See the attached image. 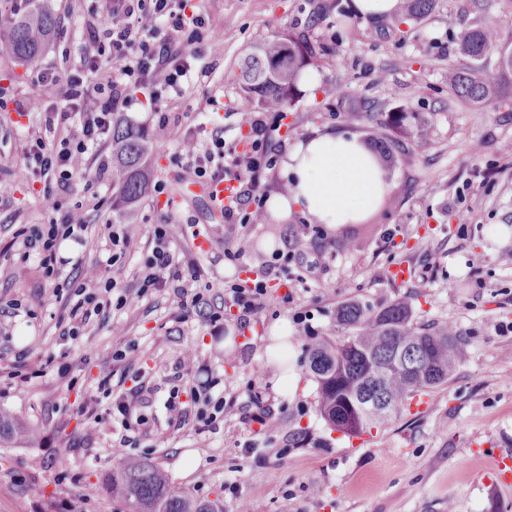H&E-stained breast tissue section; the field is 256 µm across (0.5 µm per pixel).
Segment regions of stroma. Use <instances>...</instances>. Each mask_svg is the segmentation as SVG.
Returning a JSON list of instances; mask_svg holds the SVG:
<instances>
[{"label":"stroma","mask_w":512,"mask_h":512,"mask_svg":"<svg viewBox=\"0 0 512 512\" xmlns=\"http://www.w3.org/2000/svg\"><path fill=\"white\" fill-rule=\"evenodd\" d=\"M351 0H200L219 19L223 40L204 49L208 77H190L184 95L157 102L135 88L125 117L148 132L153 178L164 186L159 198L142 197L132 223L112 210V186L94 168L76 175L60 193L62 210L82 207L88 228L61 241L57 272L45 277L38 258L21 261L17 234L50 220L40 199L45 180L19 170L28 135L49 137L43 112L18 116L0 112V408L39 433L35 443L0 447V512H122L98 488L122 457L146 458L200 500L221 499L224 512L235 502L224 490L237 480L252 512H486L497 501L512 512V487L485 485L493 466L484 446L512 451V99L466 102L448 90L449 66L464 67L459 50L464 30L499 22L502 45L512 44V0H435L432 11L405 36L381 34L352 17ZM47 8L55 35L35 63L22 65L0 55V87L13 103L42 97L41 70L63 72L79 60L91 15L112 0H23L22 10ZM324 18L308 21L314 9ZM288 26L309 27L314 38L335 44L340 57H326L316 72L319 85L303 91L280 140L289 146L316 133H351L367 138L372 115L394 107L420 113L421 132L395 152L388 170V196L368 220L357 249H342L346 226L329 228L291 212L280 220V237L265 224H228L178 160L180 131L210 123L224 139L225 153L240 154L249 130L236 76L251 46ZM166 114V129L158 116ZM167 224L183 263L205 271L203 293L216 307L235 272L255 276L272 259L280 238L297 235L300 251L279 274L292 301L278 302V287L265 317L247 326L233 319L210 323L179 311L162 291L139 294L138 264L150 252L155 225ZM118 226L130 246L123 258L96 250L93 238L105 225ZM508 237H500V228ZM204 234L207 249L195 243ZM246 235L252 242L245 264L224 252V239ZM481 253V268L468 265ZM99 261L102 285L110 286L109 308L91 316L80 336L61 338L67 301L80 266ZM413 271L407 282L388 277L392 265ZM405 299L422 325L450 322L469 344V356L447 384L434 389L425 412H402L371 442L352 447L320 418L317 384L307 362L308 343L292 318L310 317L317 339H336V310L355 300L374 307ZM288 320V356L274 364L267 355L270 328ZM134 345L145 374L147 432L114 455L122 435L113 397L132 382L124 363L104 349ZM199 357L193 371L181 370L186 349ZM24 377H16V368ZM297 377L293 392L277 384L280 368ZM263 385L251 390L253 372ZM224 398L216 432L193 425L173 430L170 395ZM102 413L92 439H85L80 406ZM281 419L276 432L261 433L252 419L259 407ZM291 502H284V495Z\"/></svg>","instance_id":"35a3bbf8"}]
</instances>
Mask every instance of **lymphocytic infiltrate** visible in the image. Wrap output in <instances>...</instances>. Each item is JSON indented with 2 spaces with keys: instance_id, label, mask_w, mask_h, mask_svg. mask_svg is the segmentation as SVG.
I'll list each match as a JSON object with an SVG mask.
<instances>
[{
  "instance_id": "f902f5d3",
  "label": "lymphocytic infiltrate",
  "mask_w": 512,
  "mask_h": 512,
  "mask_svg": "<svg viewBox=\"0 0 512 512\" xmlns=\"http://www.w3.org/2000/svg\"><path fill=\"white\" fill-rule=\"evenodd\" d=\"M111 13L97 17L89 24L87 41L79 63L66 73H46L41 77L46 101H35V108L46 112L47 127H59L62 136L49 141L31 137L24 149L26 160L38 167L42 176L55 179L60 189H68L74 174L86 164L89 151L106 141L113 120L121 108L130 107L128 85L149 88L155 100L179 92L181 80L190 72L206 76L207 64L191 67L186 52L201 41L216 42L220 35L218 20L192 10V0H113ZM250 150L248 153L224 157V140L211 135L202 139L199 131L187 130L181 138L183 154L194 160V172L205 181L223 180L233 173L239 183L232 200L224 208L225 219L243 212L248 224L260 223L264 215L265 197L260 191L259 178L263 169L273 168L277 154L271 134L279 130L280 122H267L265 115H249ZM42 203L48 213L62 212L61 224L35 226L24 230L21 257H39L45 275L56 272V246L61 230L83 229L88 220L82 208L61 211L60 202L50 193L43 194ZM153 247L136 274L143 290H164L173 298L181 319L198 315L215 322L219 311L210 309L196 284L203 269L194 265L180 273L178 249L163 225H156ZM99 262L81 269L76 285L77 301L72 306L62 335H79L88 322L87 310L95 298L85 288L100 279ZM274 265H267L261 277L233 279L224 291V306L235 310L238 320H261L268 310L269 284L276 279Z\"/></svg>"
}]
</instances>
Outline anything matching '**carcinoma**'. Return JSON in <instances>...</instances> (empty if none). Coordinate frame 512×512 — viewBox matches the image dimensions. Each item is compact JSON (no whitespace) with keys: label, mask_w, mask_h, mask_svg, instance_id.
Instances as JSON below:
<instances>
[{"label":"carcinoma","mask_w":512,"mask_h":512,"mask_svg":"<svg viewBox=\"0 0 512 512\" xmlns=\"http://www.w3.org/2000/svg\"><path fill=\"white\" fill-rule=\"evenodd\" d=\"M430 0H402L396 13L401 25L419 20ZM5 49L23 64L35 62L54 35L46 10L14 18L7 28ZM501 29L494 22L465 31L462 54L472 60L466 68H448V88L461 99L482 103L512 98V64L499 62L489 70L482 64L498 46ZM335 54L304 31L288 30L252 47L236 76L246 106L263 112H288L297 103L298 76L321 57ZM418 114L390 109L376 123L375 158L381 168L393 161L389 141L414 135L410 121ZM144 134L123 120L112 124V207L130 212L148 191L151 170ZM336 323L348 335L309 347L308 366L317 382L320 417L333 431L353 436L382 430L404 409L416 392H429L446 383L468 355L467 340L452 323L425 328L414 321L411 303L399 300L380 308L350 301L336 310ZM36 431L0 410V447L29 444ZM106 495L132 512H224L219 501L189 495L146 458H126L108 476Z\"/></svg>","instance_id":"carcinoma-1"}]
</instances>
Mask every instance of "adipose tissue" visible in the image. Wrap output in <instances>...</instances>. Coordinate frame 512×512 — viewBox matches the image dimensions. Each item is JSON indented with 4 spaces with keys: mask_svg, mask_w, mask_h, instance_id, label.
<instances>
[{
    "mask_svg": "<svg viewBox=\"0 0 512 512\" xmlns=\"http://www.w3.org/2000/svg\"><path fill=\"white\" fill-rule=\"evenodd\" d=\"M281 167L290 181L288 196H275L273 214L297 208L328 227L357 224L374 211L389 190L377 165L353 134H323L287 148Z\"/></svg>",
    "mask_w": 512,
    "mask_h": 512,
    "instance_id": "adipose-tissue-1",
    "label": "adipose tissue"
}]
</instances>
